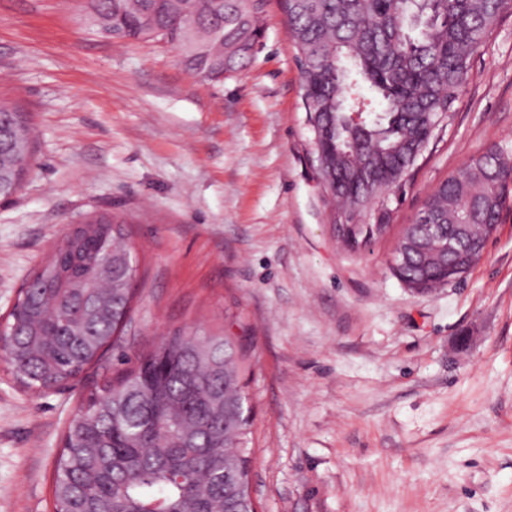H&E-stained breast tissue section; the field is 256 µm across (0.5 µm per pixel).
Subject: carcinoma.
<instances>
[{
  "mask_svg": "<svg viewBox=\"0 0 512 512\" xmlns=\"http://www.w3.org/2000/svg\"><path fill=\"white\" fill-rule=\"evenodd\" d=\"M261 0H91L96 33L175 46L193 73L234 71L259 34ZM512 0H283L300 62L310 154L334 175L325 191L333 223L359 251L387 224L402 180L427 150L468 83L470 59ZM193 16L199 37L182 19ZM10 145L0 170L21 182L35 135L18 105L0 99ZM512 152L491 145L430 193L403 236L419 246L398 260L399 279L428 288L468 271L448 240L482 242L512 204ZM370 215L373 223L364 222ZM118 218L81 230L34 273L42 288L8 318L9 368L25 387L66 386L119 340L134 292L127 278L98 281L96 262H133ZM241 358L219 334L176 331L90 393L70 422L52 485L54 512H255Z\"/></svg>",
  "mask_w": 512,
  "mask_h": 512,
  "instance_id": "obj_1",
  "label": "carcinoma"
}]
</instances>
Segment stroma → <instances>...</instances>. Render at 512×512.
Here are the masks:
<instances>
[{
    "instance_id": "35a3bbf8",
    "label": "stroma",
    "mask_w": 512,
    "mask_h": 512,
    "mask_svg": "<svg viewBox=\"0 0 512 512\" xmlns=\"http://www.w3.org/2000/svg\"><path fill=\"white\" fill-rule=\"evenodd\" d=\"M445 132L355 252L331 228L279 0L249 64L205 81L160 41L107 40L86 0H0V98L35 156L0 202V319L70 225L127 221L136 298L117 349L62 391L0 355V512H53L69 421L175 330L234 338L258 512H512V205L461 280L415 295L389 260L426 197L512 151V11L470 60Z\"/></svg>"
}]
</instances>
